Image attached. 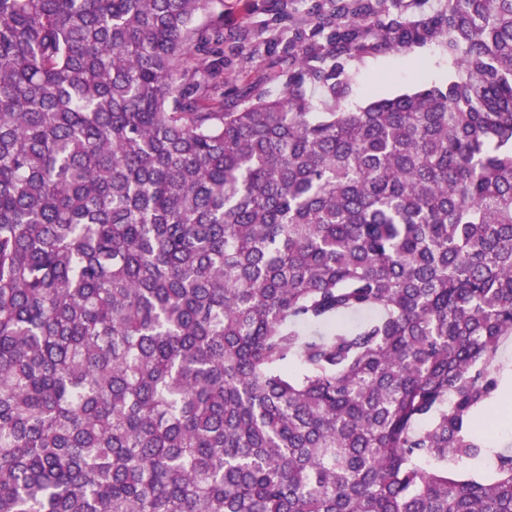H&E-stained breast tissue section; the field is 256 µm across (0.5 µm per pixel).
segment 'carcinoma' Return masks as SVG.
I'll list each match as a JSON object with an SVG mask.
<instances>
[{"label": "carcinoma", "instance_id": "carcinoma-1", "mask_svg": "<svg viewBox=\"0 0 512 512\" xmlns=\"http://www.w3.org/2000/svg\"><path fill=\"white\" fill-rule=\"evenodd\" d=\"M327 2L229 101L202 0H0V512H512V0ZM350 87L342 106L355 109L381 97L411 93L448 81V56L437 43L410 52L391 51L346 64ZM511 408V415L508 409ZM491 422L490 425H487ZM474 430L486 441L488 452L476 460L464 459L455 464L456 474L467 479L484 475L488 479L494 469L493 448L512 451V376L505 374L498 380L497 390L488 401L486 408L476 419ZM491 450V451H490Z\"/></svg>", "mask_w": 512, "mask_h": 512}]
</instances>
